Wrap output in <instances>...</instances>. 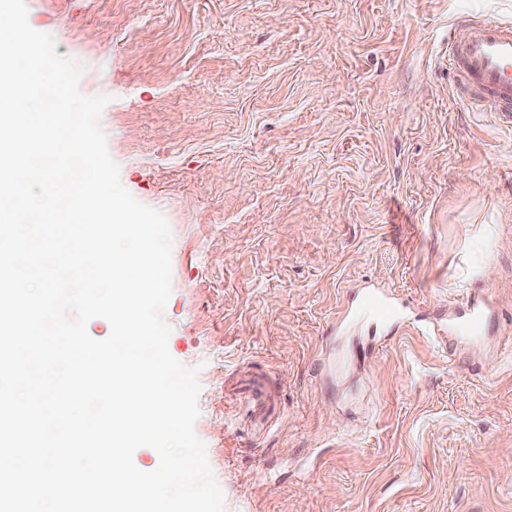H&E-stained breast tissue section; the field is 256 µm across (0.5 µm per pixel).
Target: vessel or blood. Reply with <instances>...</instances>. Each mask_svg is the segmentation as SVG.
Returning a JSON list of instances; mask_svg holds the SVG:
<instances>
[{
  "mask_svg": "<svg viewBox=\"0 0 512 512\" xmlns=\"http://www.w3.org/2000/svg\"><path fill=\"white\" fill-rule=\"evenodd\" d=\"M448 63L459 79L463 95L489 101L492 110L512 115V24L494 20L462 23L448 45ZM490 313L484 304H470L450 334L479 339ZM358 319L369 321L367 337L356 343L355 352L364 356L387 340L389 334L410 325L404 307L386 293L372 289Z\"/></svg>",
  "mask_w": 512,
  "mask_h": 512,
  "instance_id": "vessel-or-blood-1",
  "label": "vessel or blood"
}]
</instances>
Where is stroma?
<instances>
[{"instance_id":"obj_1","label":"stroma","mask_w":512,"mask_h":512,"mask_svg":"<svg viewBox=\"0 0 512 512\" xmlns=\"http://www.w3.org/2000/svg\"><path fill=\"white\" fill-rule=\"evenodd\" d=\"M27 4L169 222L225 512H512V126L448 70L457 22L512 0ZM374 287L427 326L364 361ZM483 300L486 336L449 339Z\"/></svg>"}]
</instances>
